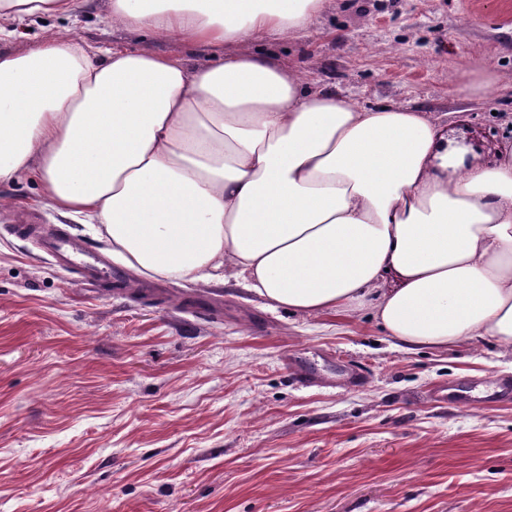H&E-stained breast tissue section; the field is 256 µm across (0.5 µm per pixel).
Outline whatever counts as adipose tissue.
Instances as JSON below:
<instances>
[{"label":"adipose tissue","instance_id":"adipose-tissue-1","mask_svg":"<svg viewBox=\"0 0 512 512\" xmlns=\"http://www.w3.org/2000/svg\"><path fill=\"white\" fill-rule=\"evenodd\" d=\"M328 0H110L106 23L210 47L45 39L0 52V181L35 170L113 256L180 281L241 280L305 315L371 307L409 348L512 347V150L472 162L444 124L367 109L253 50ZM73 0H0L16 24Z\"/></svg>","mask_w":512,"mask_h":512}]
</instances>
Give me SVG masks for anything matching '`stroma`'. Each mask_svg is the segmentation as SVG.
Wrapping results in <instances>:
<instances>
[{
	"label": "stroma",
	"instance_id": "1",
	"mask_svg": "<svg viewBox=\"0 0 512 512\" xmlns=\"http://www.w3.org/2000/svg\"><path fill=\"white\" fill-rule=\"evenodd\" d=\"M107 0L32 17L44 34L208 63L196 43L106 25ZM512 0H330L308 34L259 50L360 106L402 104L452 140L512 144ZM474 83L469 93L452 82ZM0 512H512V401L439 406V384L512 379V348L404 349L370 310L273 309L235 281L149 278L87 291L41 248L66 233L39 178L0 182ZM317 374L301 383L283 360ZM346 369L364 386L346 385Z\"/></svg>",
	"mask_w": 512,
	"mask_h": 512
}]
</instances>
